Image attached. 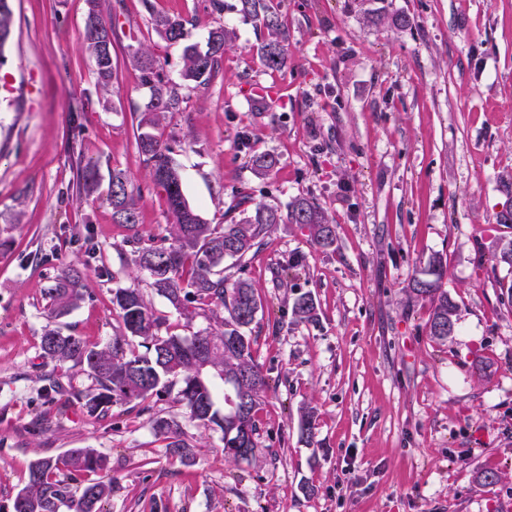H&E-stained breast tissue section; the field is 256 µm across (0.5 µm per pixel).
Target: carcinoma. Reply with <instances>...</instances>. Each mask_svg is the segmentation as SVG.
<instances>
[{
  "instance_id": "carcinoma-1",
  "label": "carcinoma",
  "mask_w": 512,
  "mask_h": 512,
  "mask_svg": "<svg viewBox=\"0 0 512 512\" xmlns=\"http://www.w3.org/2000/svg\"><path fill=\"white\" fill-rule=\"evenodd\" d=\"M10 0H0V55L13 27ZM84 27L85 48L94 62L98 83L112 85V25L100 16L96 0H88ZM240 12L253 17L263 28L262 64L272 70L287 65L279 6L268 0H239ZM154 30L163 39L184 44L183 80L204 86L220 71L224 49L232 32L219 26L208 33L205 48L188 43L189 21L170 15H155ZM130 63L140 72L142 85L150 91L149 102L140 111L136 144L138 152L151 167L154 187L168 206L167 235L157 244L140 238L131 241L133 261L144 273L150 287L164 297L189 328L198 317L212 318L215 327L190 336L177 332L159 335L166 318L158 315L138 288L112 289V305L118 314L115 336L104 344H90L66 333L60 325H48L40 337V356L44 370L45 400L63 404L75 402L94 418L108 415L115 405H130L139 412L152 410L148 399L167 395L185 410L188 418L205 429L222 433L224 455L236 461L256 451L258 425L256 415L270 387V378L252 355L248 329L263 301L244 278L224 277V263H244L254 248L270 237L280 224H297L310 241L322 248L334 242V230L326 210L313 198L295 197L285 209L257 205L242 210V217L230 224H207L189 205L182 188L178 167L162 139L160 127L168 114L180 110L184 101L183 85L163 79L160 64L150 50L140 46L130 53ZM255 175L268 176L276 166L270 154L253 160ZM79 189L93 195L98 189L94 166L80 169ZM141 190L123 170H112L107 200L112 207V222L133 227L138 224ZM87 266L65 265L45 291L48 317L59 320L69 315L85 299ZM445 270L442 260L432 261L427 276L416 278L411 291L431 303L429 335L437 341L448 339L439 326H454L458 305L443 288ZM297 322H309L316 316L312 296L304 294L292 306ZM69 364L85 372L93 387L76 391L61 381L57 369ZM224 410L215 407L218 385ZM155 432L164 437L165 454L190 464L194 445L185 437L172 417L151 415ZM107 469L106 460L91 448H71L56 459H37L29 466L28 479L12 501V512H104L103 505L112 496L114 478L92 479L90 475Z\"/></svg>"
}]
</instances>
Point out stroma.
Instances as JSON below:
<instances>
[{
	"label": "stroma",
	"instance_id": "obj_1",
	"mask_svg": "<svg viewBox=\"0 0 512 512\" xmlns=\"http://www.w3.org/2000/svg\"><path fill=\"white\" fill-rule=\"evenodd\" d=\"M238 5L98 0L117 36L105 90L85 51L87 0H11L0 51L16 80L0 92V512L33 460L72 448L95 449L117 476L106 512H512V269L495 258L512 240L495 220L512 205V0H280L281 70L261 63L263 34ZM156 13L192 21L201 46L216 26L235 33L219 76L185 89L162 129L189 205L228 224L240 195L253 206L307 195L334 221L330 248L283 224L245 272L224 271L245 275L264 303L250 335L271 388L247 461L225 457L221 432L167 400L153 410L177 417L193 464L168 458L136 410L95 419L40 397L44 290L62 265H91L84 301L62 320L89 342L115 334L118 286L144 289L180 321L137 274L130 244L161 239L169 222L136 148L149 92L128 62L130 48L148 47L180 81L183 47L155 32ZM396 14L407 25L391 24ZM257 84L288 97L252 99ZM263 154L277 165L261 179L251 163ZM88 162L100 180L120 169L140 187L136 227L113 223L105 190L77 194ZM436 258L459 306L444 343L411 291ZM304 294L317 315L298 323ZM481 470L500 482L479 486Z\"/></svg>",
	"mask_w": 512,
	"mask_h": 512
}]
</instances>
